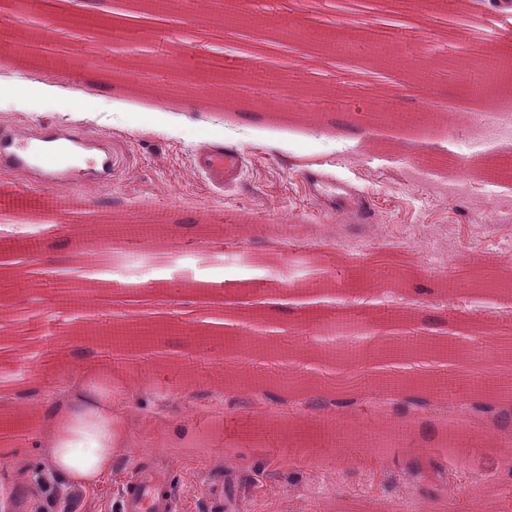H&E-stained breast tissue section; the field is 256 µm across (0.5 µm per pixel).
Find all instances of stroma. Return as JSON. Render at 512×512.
I'll use <instances>...</instances> for the list:
<instances>
[{
  "mask_svg": "<svg viewBox=\"0 0 512 512\" xmlns=\"http://www.w3.org/2000/svg\"><path fill=\"white\" fill-rule=\"evenodd\" d=\"M223 0L190 20L146 22L149 39L127 47L115 21L142 14V0H102L86 25V0L40 19L52 47L85 71L78 96L95 101L112 139V183L90 191L77 212L51 227L0 210V415L16 412L29 390L46 396L80 374L111 385L127 443L100 489L80 492L51 477L31 434L0 433L12 461L0 480V512L24 490L29 512H120V476L141 456L168 462L189 512H217L225 475L237 479L241 512H512V432L484 419L489 442H457L459 417L448 400L408 415L386 455L350 433L389 429L401 396L385 381L415 382L463 371L474 337L499 373L512 378V173L488 185L482 162L512 154V72L473 98L461 79L496 32L449 16L398 14L394 0H241L264 23L250 37L220 27ZM288 20L305 31L325 23L358 24L372 38L353 51H320L303 41L279 44ZM119 52L138 65L133 80L97 68ZM397 61L394 69L386 61ZM455 103L461 121L439 122L434 105ZM393 120L373 126L374 106ZM201 140L252 151L240 183L214 192L191 168ZM321 169L366 195L369 224L318 214L302 175ZM159 225L153 245L103 244L95 277L131 283L102 294L89 316L161 326L154 340L124 353L80 339L66 319L85 275L70 229L76 224ZM39 238L27 258L13 245ZM32 274L15 287L19 269ZM188 277L223 280L233 291L204 295ZM349 307L373 313L410 309L426 339L456 345L441 358L379 349L398 336L364 323L358 331L307 330L305 313ZM246 332L269 342L240 353L223 339ZM364 350L363 360L339 357ZM351 387L355 408L316 410V398Z\"/></svg>",
  "mask_w": 512,
  "mask_h": 512,
  "instance_id": "stroma-1",
  "label": "stroma"
}]
</instances>
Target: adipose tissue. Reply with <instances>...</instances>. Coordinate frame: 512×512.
<instances>
[{
    "mask_svg": "<svg viewBox=\"0 0 512 512\" xmlns=\"http://www.w3.org/2000/svg\"><path fill=\"white\" fill-rule=\"evenodd\" d=\"M64 96L61 87L29 80L19 89L0 93V108L26 110L50 107ZM47 423L36 445L55 476L65 485L92 491L112 473L114 458L124 449V427L114 411L112 390L79 379L66 385L63 396L39 403Z\"/></svg>",
    "mask_w": 512,
    "mask_h": 512,
    "instance_id": "ef3b65f1",
    "label": "adipose tissue"
}]
</instances>
